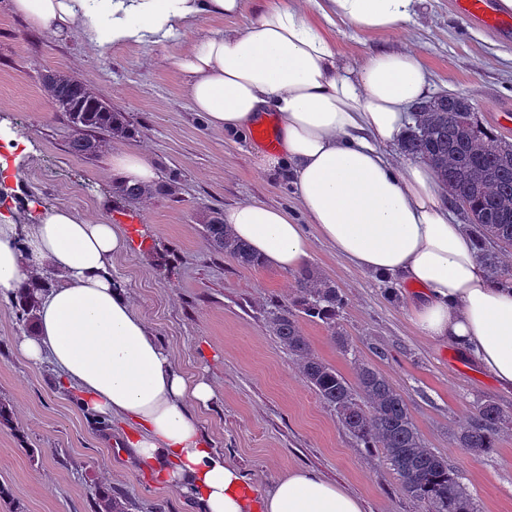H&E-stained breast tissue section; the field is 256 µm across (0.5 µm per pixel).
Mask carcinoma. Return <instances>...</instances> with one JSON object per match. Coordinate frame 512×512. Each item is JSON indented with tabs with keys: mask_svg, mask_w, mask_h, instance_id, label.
<instances>
[{
	"mask_svg": "<svg viewBox=\"0 0 512 512\" xmlns=\"http://www.w3.org/2000/svg\"><path fill=\"white\" fill-rule=\"evenodd\" d=\"M48 96L71 131L70 151L84 158L99 155L129 129L121 113L112 110L78 77L49 72L42 77ZM468 98L440 95L415 107L403 148L430 164L461 200L480 242V256L495 279L512 284V268L500 265L499 255L512 247V142L497 128L479 122ZM117 192L139 203L147 198L178 194L176 179L152 185L121 182ZM209 248L244 269L261 260L238 239L221 213L203 225ZM345 300L336 286L313 269L296 275V288L287 299L271 301L267 323L279 343L298 361L307 385L321 402L336 411L341 425L364 448H379L396 475L402 492L425 507V512H477L456 468L448 458L427 448L408 402L375 366L360 362L349 380L312 353L300 320L321 322L336 331ZM506 418L493 402L478 401L470 424L454 435L456 448L489 453L497 447ZM131 501L104 493L96 512H132Z\"/></svg>",
	"mask_w": 512,
	"mask_h": 512,
	"instance_id": "1",
	"label": "carcinoma"
}]
</instances>
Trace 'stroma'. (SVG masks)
<instances>
[{
  "label": "stroma",
  "mask_w": 512,
  "mask_h": 512,
  "mask_svg": "<svg viewBox=\"0 0 512 512\" xmlns=\"http://www.w3.org/2000/svg\"><path fill=\"white\" fill-rule=\"evenodd\" d=\"M265 4L244 0L236 21L205 17L161 43L100 47L78 31L57 37L33 30L12 13L11 0H0V132L27 144L0 186V213L30 224L38 208L60 207L127 231L131 246L113 258V273L177 367L212 382L217 399L200 413L203 428L253 484L265 490L306 467L358 495L365 512H424L377 449L358 447L270 332L266 305L291 295L293 273L240 268L203 237L210 212L243 201L301 211L290 182L255 168L261 143L249 132L206 125L170 62L202 35L239 33ZM336 47L352 66L382 47L418 55L432 74V95L463 94L481 122L496 121L482 107L486 100L512 108V35L470 25L449 0H416L412 20L385 34L337 26ZM51 71L79 77L111 102L131 138L91 159L73 154L70 131L42 86ZM120 152L144 156L158 178H177L178 195L128 203L115 190L112 156ZM307 265L346 301L335 331L348 347L333 342L322 323L302 321L314 353L347 377L354 358L375 363L407 398L427 447L461 472L478 512H512V426L488 454L452 445L475 402L492 401L512 417V396L453 346L419 336L402 286L361 272L316 236ZM34 325L0 296V399L12 408L10 423L0 425V486L7 490L0 512H94L103 490L131 499L136 512H190L131 461L116 424L89 416L57 388L52 365L32 368L15 353L14 336L33 334Z\"/></svg>",
  "instance_id": "obj_1"
}]
</instances>
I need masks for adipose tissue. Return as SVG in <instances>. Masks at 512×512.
I'll list each match as a JSON object with an SVG mask.
<instances>
[{"label": "adipose tissue", "mask_w": 512, "mask_h": 512, "mask_svg": "<svg viewBox=\"0 0 512 512\" xmlns=\"http://www.w3.org/2000/svg\"><path fill=\"white\" fill-rule=\"evenodd\" d=\"M414 0H269L233 36L218 32L177 53L193 109L210 127L240 134L277 113L280 149L258 154L265 174L290 180L305 223L282 207L245 201L224 221L266 265L294 272L310 232L377 278L411 287L408 318L426 339L461 350L512 391V285L495 281L476 238L434 170L407 162L397 142L407 111L425 98L431 74L412 53L383 49L355 66L342 62L337 24L361 33L397 29ZM244 0H11L38 31L79 30L101 46L159 43L179 24L234 18ZM129 238L116 225L64 208L35 223L0 218V296L35 292L49 265L65 285L39 302L36 333L14 346L32 366L51 362L60 388L87 413L117 419L129 450L152 480L193 512H363L362 502L314 471L296 468L270 489L254 488L212 448L199 418L216 393L177 368L112 274Z\"/></svg>", "instance_id": "1"}]
</instances>
